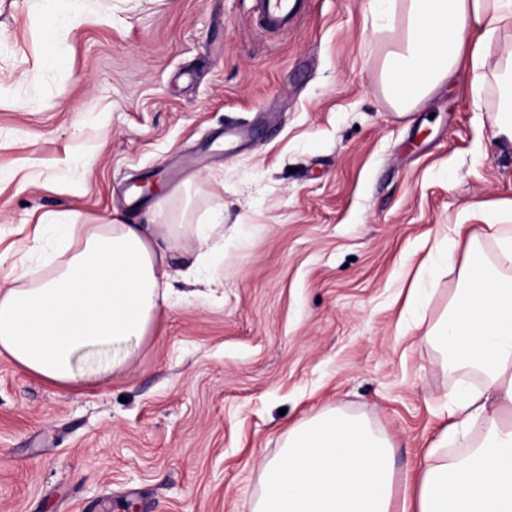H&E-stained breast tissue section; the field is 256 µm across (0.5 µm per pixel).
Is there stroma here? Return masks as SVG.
Masks as SVG:
<instances>
[{"label":"stroma","instance_id":"35a3bbf8","mask_svg":"<svg viewBox=\"0 0 512 512\" xmlns=\"http://www.w3.org/2000/svg\"><path fill=\"white\" fill-rule=\"evenodd\" d=\"M100 2L57 0L76 28L49 46L38 0H0V257L40 268L46 212L213 231L177 243L168 307L94 386L0 355V512H251L291 426L330 409L415 481L456 381L422 335L457 276L419 267L447 225L480 233L476 209L512 224L494 77L401 114L371 0H306L276 34L254 0ZM153 174L160 198H131Z\"/></svg>","mask_w":512,"mask_h":512}]
</instances>
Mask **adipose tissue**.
Returning <instances> with one entry per match:
<instances>
[{
	"label": "adipose tissue",
	"instance_id": "obj_1",
	"mask_svg": "<svg viewBox=\"0 0 512 512\" xmlns=\"http://www.w3.org/2000/svg\"><path fill=\"white\" fill-rule=\"evenodd\" d=\"M383 80L390 102L408 110L446 81L493 66L499 110L493 136L512 147V42L495 64L487 47L512 30V0H402ZM66 227L70 256L51 275L26 264L0 280V354L60 389L88 387L97 371L79 372L82 355L147 336L167 306L170 246L143 224L101 222L77 212L40 218L37 238ZM492 256L437 254L458 270L460 289L446 317L425 332L449 371L473 377L454 392L457 422L428 451L410 495H397L389 439L366 420L327 411L288 431L279 457L263 466L264 492L253 512H512V226L488 224Z\"/></svg>",
	"mask_w": 512,
	"mask_h": 512
}]
</instances>
